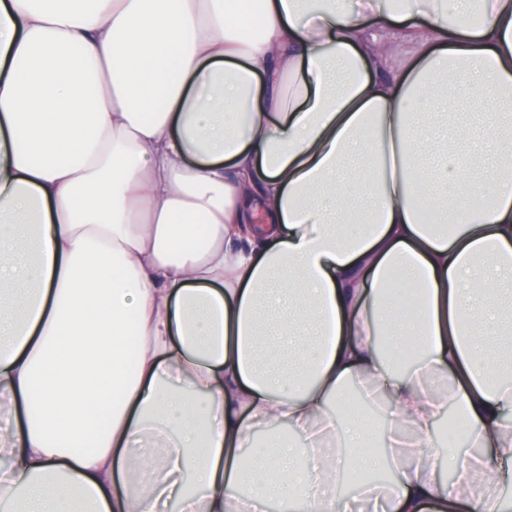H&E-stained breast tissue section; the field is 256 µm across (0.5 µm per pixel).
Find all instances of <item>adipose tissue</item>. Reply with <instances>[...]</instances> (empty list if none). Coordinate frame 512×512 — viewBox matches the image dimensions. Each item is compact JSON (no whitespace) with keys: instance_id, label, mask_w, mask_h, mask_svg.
<instances>
[{"instance_id":"ef3b65f1","label":"adipose tissue","mask_w":512,"mask_h":512,"mask_svg":"<svg viewBox=\"0 0 512 512\" xmlns=\"http://www.w3.org/2000/svg\"><path fill=\"white\" fill-rule=\"evenodd\" d=\"M511 484L512 0H0V512Z\"/></svg>"}]
</instances>
